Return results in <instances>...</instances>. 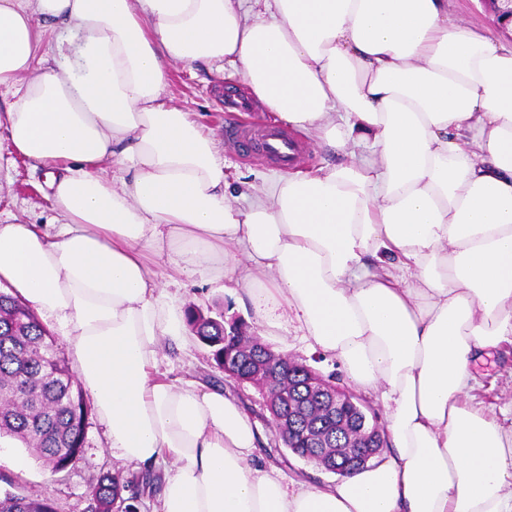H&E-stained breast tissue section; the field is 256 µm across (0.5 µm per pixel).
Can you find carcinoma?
<instances>
[{
  "label": "carcinoma",
  "mask_w": 512,
  "mask_h": 512,
  "mask_svg": "<svg viewBox=\"0 0 512 512\" xmlns=\"http://www.w3.org/2000/svg\"><path fill=\"white\" fill-rule=\"evenodd\" d=\"M190 333L224 367V313L212 317L195 304L184 309ZM91 405L75 380L56 338L34 310L17 296L0 293V438L20 441L52 473L67 472L80 460ZM307 431L323 439L316 465L336 467V456L362 428L360 413L333 420L312 402L297 410ZM154 474L129 479L119 472L101 477L90 489L91 512H139V488ZM0 512H56L39 494L0 492Z\"/></svg>",
  "instance_id": "cac0c4a2"
}]
</instances>
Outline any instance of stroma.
Instances as JSON below:
<instances>
[{
    "instance_id": "35a3bbf8",
    "label": "stroma",
    "mask_w": 512,
    "mask_h": 512,
    "mask_svg": "<svg viewBox=\"0 0 512 512\" xmlns=\"http://www.w3.org/2000/svg\"><path fill=\"white\" fill-rule=\"evenodd\" d=\"M448 14L457 23L488 37L502 39L503 34L484 0H448ZM247 95V88L238 78L210 71L201 63H175L171 66L169 95L172 105L196 113L221 149L224 172L236 192L252 194L288 176V169L279 167L264 154L244 153L229 130L234 120L224 112L225 93ZM45 173L33 169L24 158L11 154L5 133L0 132V211L13 213L18 219L42 224L51 215ZM224 280L206 281L186 276L166 280L169 294L181 304L192 303L199 308L220 309L225 319L242 318L255 325L256 316L250 302L231 297L224 289ZM258 336L275 351L313 368L325 379L340 386L349 381L336 360L311 348L296 322L288 321L272 329L257 327ZM158 371L169 381L181 385L202 382L230 392L240 399L257 429L258 453L263 463L277 465L286 480L307 479L322 485L332 481V473L300 458L278 442L269 424L270 415L264 407L260 391L251 385L237 384L219 369L207 347L197 340L187 346L163 341L158 355ZM477 385L471 393L473 403L497 407L512 402V344L501 346L485 363L475 369ZM122 471L124 476L140 475L138 467L117 460L108 445L106 430L97 416H90L86 428L85 447L77 465L69 472L51 473L41 460L31 468L15 470L8 457H0V475L8 477L16 491L35 492L52 499L58 512H89L91 485L103 474Z\"/></svg>"
}]
</instances>
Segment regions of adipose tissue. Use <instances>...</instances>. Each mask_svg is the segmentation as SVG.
<instances>
[{
    "mask_svg": "<svg viewBox=\"0 0 512 512\" xmlns=\"http://www.w3.org/2000/svg\"><path fill=\"white\" fill-rule=\"evenodd\" d=\"M174 62L368 153L237 204L167 97ZM0 127L55 212L0 224V285L63 331L113 455L162 469L157 512H512V412L466 401L471 363L512 342L511 46L448 0H0ZM165 250L384 386L376 460L286 482L238 402L159 375L161 339H187Z\"/></svg>",
    "mask_w": 512,
    "mask_h": 512,
    "instance_id": "obj_1",
    "label": "adipose tissue"
}]
</instances>
